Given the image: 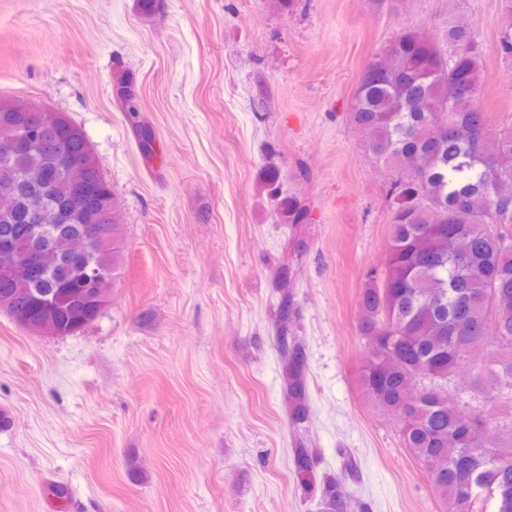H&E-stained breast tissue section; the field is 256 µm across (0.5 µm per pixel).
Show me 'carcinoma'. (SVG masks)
I'll return each instance as SVG.
<instances>
[{"label":"carcinoma","mask_w":512,"mask_h":512,"mask_svg":"<svg viewBox=\"0 0 512 512\" xmlns=\"http://www.w3.org/2000/svg\"><path fill=\"white\" fill-rule=\"evenodd\" d=\"M480 78L478 34L450 14L440 35L406 30L376 54L349 115L373 162L416 176L391 183L386 260L364 275L358 331L374 356L360 370V385L369 402L397 417L402 443L426 466L443 512L490 504L492 512H512V426L483 407L494 393L512 391V128L491 123L479 101ZM116 95L125 111L137 112L129 81L117 82ZM27 112L26 103L0 98V136L15 142L10 160L0 163V193L14 198L12 211L0 213V245L21 256L30 251L35 206L49 215L66 208L80 214L72 232L112 223L121 237V212L84 132L64 117L42 127L46 148L37 150L29 145ZM134 128L142 153L153 157L152 133L139 122ZM57 149L78 159V179L57 170ZM32 172L41 176L39 195L27 185ZM267 179L279 197V222L300 254L307 248L308 208L295 196H279L275 170ZM66 239L64 232L52 234L38 278L0 277V303L54 323L63 336L75 333L93 309L80 291L77 265L64 258ZM121 260L119 241L88 257L107 272L101 284L107 291ZM277 313L289 418L302 432L310 418L306 353L288 335L292 294L279 298ZM479 354L470 400L450 401L457 366ZM422 380L425 390L407 404L404 395ZM293 463L298 485L316 498V512H369L338 476L318 473L304 437L296 439Z\"/></svg>","instance_id":"cac0c4a2"}]
</instances>
